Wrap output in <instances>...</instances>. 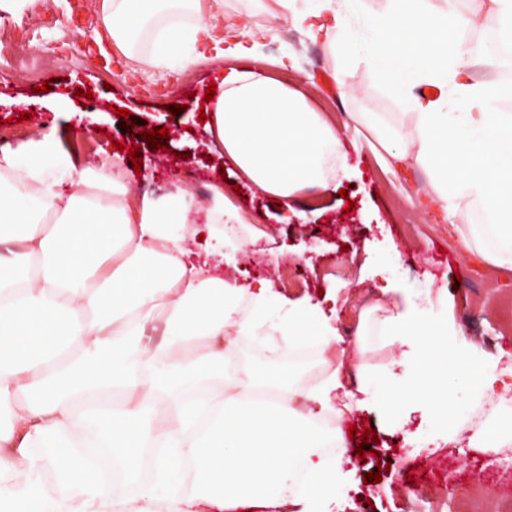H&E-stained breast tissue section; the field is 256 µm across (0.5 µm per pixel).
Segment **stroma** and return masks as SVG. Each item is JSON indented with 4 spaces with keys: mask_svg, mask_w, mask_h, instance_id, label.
Here are the masks:
<instances>
[{
    "mask_svg": "<svg viewBox=\"0 0 512 512\" xmlns=\"http://www.w3.org/2000/svg\"><path fill=\"white\" fill-rule=\"evenodd\" d=\"M271 0H224L216 15L218 34L231 40L260 42L268 58L263 70L288 84H303L312 105L330 113L337 125L350 122L357 112H374L397 126L411 127L399 96L381 86L362 61H354V95H342L332 79L337 66L324 40L312 38L292 23L271 21ZM64 68L49 69L52 90L40 93L17 83L7 69H0V134L9 147L37 134H55L70 145L83 135L94 136L104 157L117 155V143L140 148L141 169L123 164V180L135 195L166 197L171 179L200 189L217 183L238 207L243 219L233 234L224 237L225 277L248 284L259 278L281 284L284 272H294L298 287L289 297L320 298L329 288L328 274H335L342 291L337 303L336 326L345 339L348 355L367 373L386 371L399 359L401 348L379 347L374 336L362 334L368 292L394 281L413 299L431 297L429 316H452L465 340L477 342L486 352L512 357V326L498 315V288L512 293V270L491 267L483 257L464 248L458 231L449 224L433 193L425 169L415 159L384 166L368 145L349 150L351 176L337 178V188L347 197L331 196L322 210L297 203L284 212L274 207L272 196L259 193L224 159L212 155L209 136L198 111L218 63L182 69L178 58L162 68L128 72L132 56L113 52V65L95 67L83 47L89 32L45 31ZM285 66H276V59ZM92 97H85V90ZM181 105L177 116L168 109ZM132 112L133 123L116 115V108ZM168 128V146L148 148L142 132ZM353 210H346L347 200ZM415 219L419 233H411L407 219ZM343 428L377 431L378 440H367L371 452L359 458L354 440H347L350 489L344 512H408V500L394 490L405 479L415 487L447 489V512H499L512 503V443L503 452L486 453L470 447L468 440L445 444L430 415L411 412L406 425L393 427L369 412L347 415ZM412 436L413 448L403 446ZM390 456V470L380 482L364 483L363 476L380 466L379 454Z\"/></svg>",
    "mask_w": 512,
    "mask_h": 512,
    "instance_id": "obj_1",
    "label": "stroma"
}]
</instances>
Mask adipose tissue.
<instances>
[{"mask_svg": "<svg viewBox=\"0 0 512 512\" xmlns=\"http://www.w3.org/2000/svg\"><path fill=\"white\" fill-rule=\"evenodd\" d=\"M274 0L272 18L330 37L340 60L333 79L355 89L354 57L415 112L409 129L360 114L353 141L372 136L389 155L428 172L463 246L512 269V83L468 80L471 68L512 63V0H492L498 22L477 40V14L458 0H394L387 14L346 28L362 0ZM106 36L161 67L181 44L211 37L229 65L219 79L207 131L214 150L261 193L288 201L336 187L348 154L335 123L303 85L237 69L256 47L215 36L204 0H100ZM435 88L428 96L426 88ZM119 162L76 166L55 139L0 150V512H324L344 500L345 463L336 422L376 411L405 423L430 414L458 441L462 427L448 372L473 368L480 393L494 391L498 363L477 344L453 341V319L430 323L418 305L368 308L379 341L401 345L404 374L343 368L300 381L303 349L346 354L321 302L292 301L266 280H226L185 245L197 214L220 224L230 206L213 188L204 209L184 188L162 200L132 195ZM249 312L240 315L241 302ZM268 327L287 364L242 372L224 393L222 342L229 330L255 336ZM301 395L306 409L293 407ZM51 475L53 488L42 479Z\"/></svg>", "mask_w": 512, "mask_h": 512, "instance_id": "obj_1", "label": "adipose tissue"}]
</instances>
